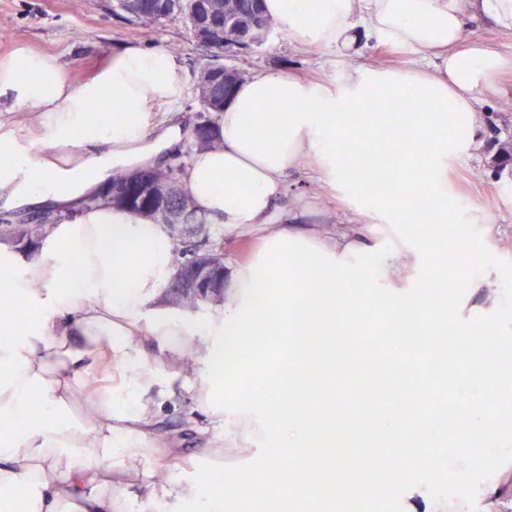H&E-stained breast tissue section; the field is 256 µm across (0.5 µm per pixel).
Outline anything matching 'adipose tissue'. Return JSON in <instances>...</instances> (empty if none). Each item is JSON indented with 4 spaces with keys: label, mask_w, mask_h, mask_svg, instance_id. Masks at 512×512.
<instances>
[{
    "label": "adipose tissue",
    "mask_w": 512,
    "mask_h": 512,
    "mask_svg": "<svg viewBox=\"0 0 512 512\" xmlns=\"http://www.w3.org/2000/svg\"><path fill=\"white\" fill-rule=\"evenodd\" d=\"M264 6L284 31L311 44L346 47L359 17L379 40L433 53L436 63L406 71L351 64L329 85L276 72L240 83L218 115L219 147L195 150L183 186L207 223L228 236L254 231L261 246L233 264L223 302L202 316L167 302L176 255L165 226L107 201L50 226L31 259L0 243V422L14 425L0 433L1 502L23 512H238L239 501L258 494L253 470L235 473L233 501L216 484L172 479L168 451L153 432L163 406L186 403L205 414V455L222 452L229 429L260 441L265 469L277 472L282 449L303 447L308 419L285 423L269 397L275 354L268 337H301L297 366H322L321 409L333 422L341 415L336 375L344 365L323 366L324 338L335 332L350 289H380L389 310L423 302L436 227L461 218L448 194V161L475 149L479 96L512 67L480 41L464 40L465 22L481 18L512 32V0ZM184 90L181 66L164 47H120L79 85L52 58L27 48L0 57V95L38 113L26 131L0 130V202L68 208L113 170L148 165L183 140L163 111ZM404 91L416 111L392 113L388 128L375 126L366 105L397 101ZM364 128L374 137L405 128L424 147L396 160L397 205L351 193L352 223L301 229L292 209L277 203L288 169L308 157L327 183H341L339 134ZM420 182L430 191L412 194ZM393 224V245L372 261L366 228ZM293 276L316 291L290 300ZM188 349L192 362L181 364ZM35 397L41 413L32 422ZM78 406L90 413L82 424L74 421ZM372 456L360 451L354 463L340 456L324 469L307 462L310 478L298 496L336 485V512H351Z\"/></svg>",
    "instance_id": "1"
}]
</instances>
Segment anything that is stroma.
Segmentation results:
<instances>
[{
    "label": "stroma",
    "mask_w": 512,
    "mask_h": 512,
    "mask_svg": "<svg viewBox=\"0 0 512 512\" xmlns=\"http://www.w3.org/2000/svg\"><path fill=\"white\" fill-rule=\"evenodd\" d=\"M122 44L145 48L164 46L182 66L185 94L174 106L173 117L188 136L179 147L187 152L191 131L201 120L194 98L196 75L203 52L182 16L164 25L132 23L112 10V0H0V56L17 46L57 60L73 83L90 78ZM233 63L247 76L279 71L322 82H333L349 64L410 68L430 61L429 54L396 48L364 34L346 50L309 45L287 32H279L248 53H236ZM478 110L483 131L479 146L464 160L448 163V191L471 218L493 224L489 241L496 260L512 262V73L503 72L494 89L482 96ZM282 201L305 207L306 222L329 230L347 223L349 211L340 191L320 179L311 159L289 169ZM205 420L188 405L164 406L156 434L177 457L198 459L199 470L210 468L199 460L198 430ZM512 493V463L502 466L478 489L474 504L456 501V512H492V500Z\"/></svg>",
    "instance_id": "35a3bbf8"
}]
</instances>
